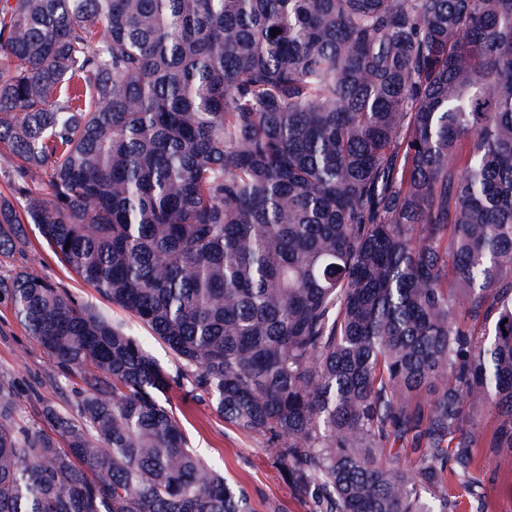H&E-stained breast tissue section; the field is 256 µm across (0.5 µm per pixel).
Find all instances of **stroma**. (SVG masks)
I'll use <instances>...</instances> for the list:
<instances>
[{"instance_id":"obj_1","label":"stroma","mask_w":512,"mask_h":512,"mask_svg":"<svg viewBox=\"0 0 512 512\" xmlns=\"http://www.w3.org/2000/svg\"><path fill=\"white\" fill-rule=\"evenodd\" d=\"M30 241L24 254H0V278L12 276L19 268H30L82 301L91 303L146 342L154 357L165 367L175 362L167 347L121 307L100 297L96 290L69 269L49 249L37 225L27 227ZM10 372L18 393V414L22 424L43 427L41 410L52 404L68 410L78 380L57 375L45 350L18 322L10 303L0 302V371ZM191 447L203 458L219 466L225 479L245 487L257 512L279 507L281 512H308L293 489L282 478L264 435L244 433L226 425L204 403L180 389L169 394ZM481 459L487 470L480 493L483 512H512V451L482 447Z\"/></svg>"}]
</instances>
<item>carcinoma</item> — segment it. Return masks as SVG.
<instances>
[{
	"label": "carcinoma",
	"mask_w": 512,
	"mask_h": 512,
	"mask_svg": "<svg viewBox=\"0 0 512 512\" xmlns=\"http://www.w3.org/2000/svg\"><path fill=\"white\" fill-rule=\"evenodd\" d=\"M1 157L0 253L38 225L177 367L0 279L81 381L54 439L0 372V512H255L174 387L309 512H456L485 415L512 450V0H3ZM169 397L190 446L219 466L229 483L245 487L258 512H269V505L279 506L281 512H309L283 480L264 435L226 425L204 403L180 389L174 387Z\"/></svg>",
	"instance_id": "1"
}]
</instances>
